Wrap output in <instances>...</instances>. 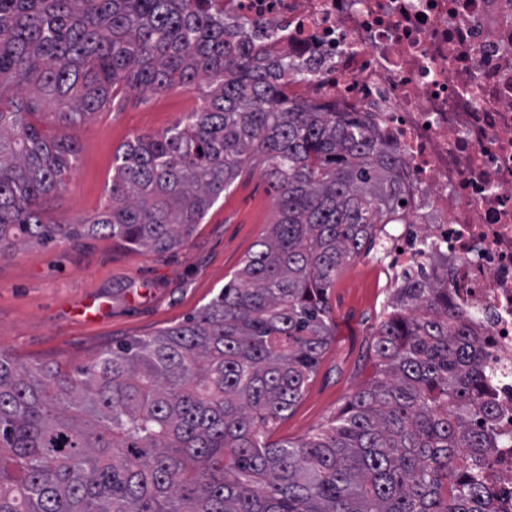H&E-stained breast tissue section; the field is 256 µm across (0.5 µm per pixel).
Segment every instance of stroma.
<instances>
[{
  "label": "stroma",
  "instance_id": "stroma-1",
  "mask_svg": "<svg viewBox=\"0 0 512 512\" xmlns=\"http://www.w3.org/2000/svg\"><path fill=\"white\" fill-rule=\"evenodd\" d=\"M201 105L175 86L142 93L117 83L110 107L71 129L78 160L66 188L43 205L50 222L95 215L108 200L117 149L161 132ZM275 219L260 167L244 170L196 232L164 254L145 253L109 236L31 245L0 256V349L19 361L72 369L112 343L179 324L206 304L255 250ZM381 248H365L328 292L336 334L303 396L275 430L295 440L327 427L356 388L376 372L372 332L388 282Z\"/></svg>",
  "mask_w": 512,
  "mask_h": 512
}]
</instances>
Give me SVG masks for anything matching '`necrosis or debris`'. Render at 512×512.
Segmentation results:
<instances>
[{"mask_svg":"<svg viewBox=\"0 0 512 512\" xmlns=\"http://www.w3.org/2000/svg\"><path fill=\"white\" fill-rule=\"evenodd\" d=\"M224 18L310 73L289 97L352 113L403 161L387 267L447 279L478 337L512 512V0H224Z\"/></svg>","mask_w":512,"mask_h":512,"instance_id":"1","label":"necrosis or debris"}]
</instances>
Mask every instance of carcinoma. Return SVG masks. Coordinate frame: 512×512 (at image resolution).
I'll return each mask as SVG.
<instances>
[{"instance_id": "obj_1", "label": "carcinoma", "mask_w": 512, "mask_h": 512, "mask_svg": "<svg viewBox=\"0 0 512 512\" xmlns=\"http://www.w3.org/2000/svg\"><path fill=\"white\" fill-rule=\"evenodd\" d=\"M219 0H0V254L106 232L183 244L254 161L277 217L183 323L73 370L0 351V512H499L503 446L481 347L425 273L389 289L373 379L322 432L271 440L334 336L336 274L398 221L402 162L350 115L288 98L302 73L234 37ZM119 81L207 83L200 108L115 153L108 202L47 222L75 141Z\"/></svg>"}]
</instances>
